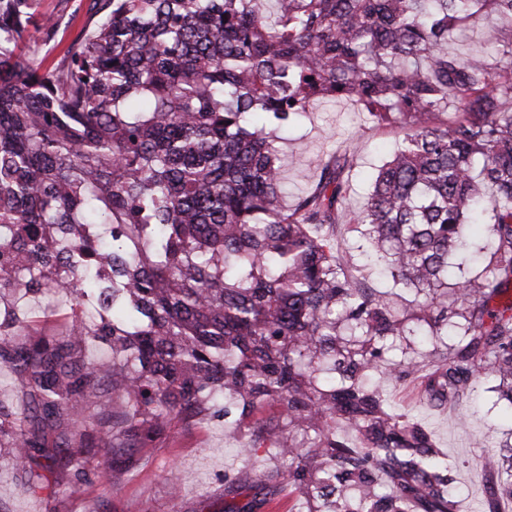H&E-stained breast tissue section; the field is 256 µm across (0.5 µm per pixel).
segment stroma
I'll return each mask as SVG.
<instances>
[{
    "instance_id": "35a3bbf8",
    "label": "stroma",
    "mask_w": 512,
    "mask_h": 512,
    "mask_svg": "<svg viewBox=\"0 0 512 512\" xmlns=\"http://www.w3.org/2000/svg\"><path fill=\"white\" fill-rule=\"evenodd\" d=\"M91 0H35L37 18L58 20V31L50 42L32 35L29 54L43 68L55 67L70 43L88 23ZM403 136L398 128H378L366 123L361 112L348 101H310L307 115L292 127L279 145L290 191L313 186L322 154L346 148L354 154L352 208H360L370 189L371 178L385 163ZM338 250L351 247L368 287L387 291L391 280L378 277L367 264L374 249L347 225L334 231ZM494 251L489 225H476L465 241L468 260L455 278L477 275ZM30 313L28 326L19 341L32 336H61L69 320L64 300L51 290L26 298ZM497 381L478 379L469 395L458 405L431 406L424 403L415 384L406 382L392 388L394 407L420 419L431 432L437 447L448 457L457 494L465 498L468 512H484L487 478L478 462L485 453L482 440L499 443L503 464L512 463V450L502 443L512 437V405L498 400ZM229 415L205 411L187 422H173L153 441L118 451L113 459L111 483H101L95 468L85 476L49 478L31 488L24 469L15 467L9 449L0 450V512H291L287 487L274 492L260 488V470L243 467L240 451L253 432L280 417L278 407L269 406L242 414L230 405Z\"/></svg>"
}]
</instances>
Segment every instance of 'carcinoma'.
<instances>
[{"label":"carcinoma","mask_w":512,"mask_h":512,"mask_svg":"<svg viewBox=\"0 0 512 512\" xmlns=\"http://www.w3.org/2000/svg\"><path fill=\"white\" fill-rule=\"evenodd\" d=\"M265 2L93 0L94 21L43 70L20 49L32 0H0V302L15 306L0 364L28 396L22 412L0 407V437L34 487L81 475L94 451L106 483L117 435L147 440L220 399L276 405L242 462L284 459L266 480H288L307 512H462L431 433L367 376L417 380L433 405L495 376L512 403V301L492 305L512 289V36L448 51L479 13L512 33V0ZM36 29L49 42L57 23ZM313 99L404 130L361 209L346 206L347 149L284 205L278 131ZM487 212L495 250L456 280ZM339 224L371 240L397 292L364 286ZM47 288L68 299L67 335L17 342L20 302ZM403 291L415 297L396 308ZM88 304L102 310L92 331ZM410 321L432 350L388 357ZM91 334L118 372L81 355ZM105 386L127 400L119 417L90 413ZM63 416L72 432L51 443ZM479 466L487 512H501L512 466Z\"/></svg>","instance_id":"obj_1"}]
</instances>
